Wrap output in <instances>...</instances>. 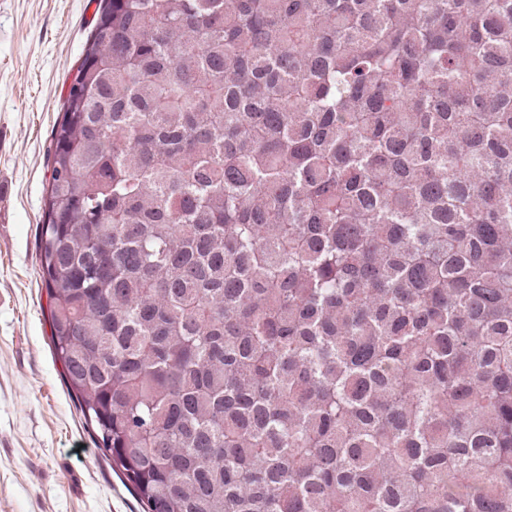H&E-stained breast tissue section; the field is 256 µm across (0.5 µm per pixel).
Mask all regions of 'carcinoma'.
Returning <instances> with one entry per match:
<instances>
[{"instance_id": "carcinoma-1", "label": "carcinoma", "mask_w": 512, "mask_h": 512, "mask_svg": "<svg viewBox=\"0 0 512 512\" xmlns=\"http://www.w3.org/2000/svg\"><path fill=\"white\" fill-rule=\"evenodd\" d=\"M49 172L147 512H512V0H103Z\"/></svg>"}]
</instances>
